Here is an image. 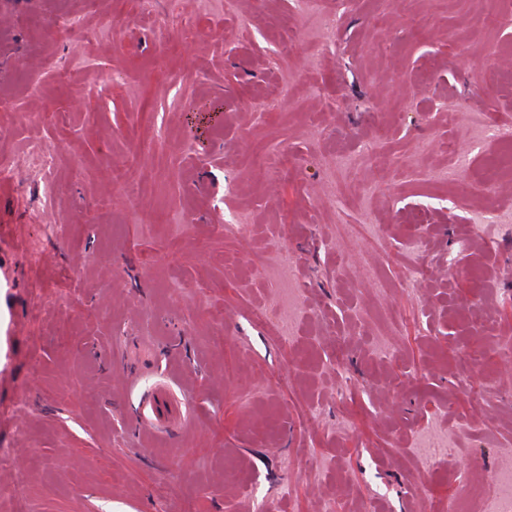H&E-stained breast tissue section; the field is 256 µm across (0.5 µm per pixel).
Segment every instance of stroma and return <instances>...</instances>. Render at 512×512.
Instances as JSON below:
<instances>
[{
	"instance_id": "1",
	"label": "stroma",
	"mask_w": 512,
	"mask_h": 512,
	"mask_svg": "<svg viewBox=\"0 0 512 512\" xmlns=\"http://www.w3.org/2000/svg\"><path fill=\"white\" fill-rule=\"evenodd\" d=\"M510 68L512 0H0V512H480Z\"/></svg>"
}]
</instances>
